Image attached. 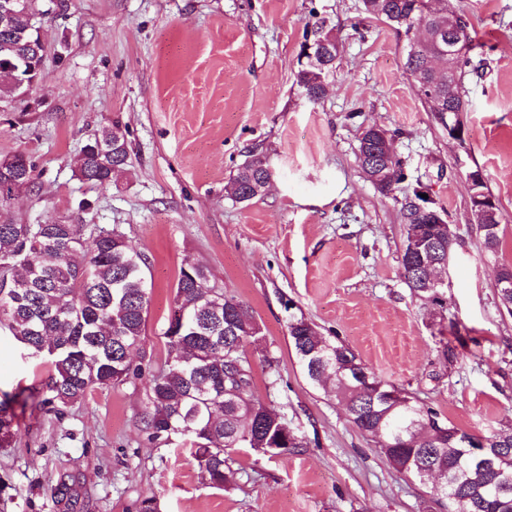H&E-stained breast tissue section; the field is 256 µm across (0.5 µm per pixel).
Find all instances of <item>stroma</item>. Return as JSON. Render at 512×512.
Instances as JSON below:
<instances>
[{"label":"stroma","instance_id":"stroma-1","mask_svg":"<svg viewBox=\"0 0 512 512\" xmlns=\"http://www.w3.org/2000/svg\"><path fill=\"white\" fill-rule=\"evenodd\" d=\"M453 2L477 44L460 142L404 75L405 36L362 0H39L42 71L25 94L0 99V159L24 154L36 185L0 202V224L118 227L146 257L142 362L154 370L171 356L162 332L179 268L203 266L261 324L262 340L247 346L253 392L301 446L261 460L235 449L230 483L208 487L190 448L147 441V382L131 380L60 414L21 411L0 448V512H136L151 494L158 512H438L433 480L398 474L336 397L308 382L288 321L304 314L446 423L481 436L512 426V314L496 289L512 264V0ZM318 20L339 54L313 103L295 76ZM371 125L394 136L403 191H426L457 237L439 298L406 285L400 204L356 163ZM113 126L129 166L111 184L83 182L81 148ZM254 154L274 178L236 202L232 179ZM475 167L504 215L494 252L471 211ZM49 375L0 333V392L29 394Z\"/></svg>","mask_w":512,"mask_h":512}]
</instances>
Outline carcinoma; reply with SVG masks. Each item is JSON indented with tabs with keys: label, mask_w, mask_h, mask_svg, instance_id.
<instances>
[{
	"label": "carcinoma",
	"mask_w": 512,
	"mask_h": 512,
	"mask_svg": "<svg viewBox=\"0 0 512 512\" xmlns=\"http://www.w3.org/2000/svg\"><path fill=\"white\" fill-rule=\"evenodd\" d=\"M424 0H367V14L390 23L417 50L407 47L403 72L416 82L417 91L431 118L448 125V109L466 105L464 67L475 48L472 34L449 79L439 77L433 60L441 43L455 29L469 27L452 0H441L424 29L414 27L416 2ZM38 29L29 18L19 17L7 31L0 29V67H14L25 74L27 60L35 55ZM338 45L324 48L318 69L304 66L296 84L310 101L327 91ZM374 127L359 135L357 162L363 173L372 170L362 159L366 143L373 141ZM110 131L89 139L76 160L87 183L103 186L112 174L129 165L125 140L112 146ZM395 181L375 185L383 195L401 190L407 179L397 153L390 158ZM274 172L266 159L254 155L233 179L234 198L249 203L261 196ZM406 194L400 201L404 218H414V228L435 240L440 254L437 267L448 268L455 240L440 236L437 214L429 206L414 215ZM503 214L491 232L482 231L484 247L497 249ZM144 256L132 249L116 227L98 224H0V331H7L28 357L52 368L47 383L46 405L63 409L96 389H106L131 378L148 376V406L142 431L149 443L166 445L171 435L189 441L201 479L222 489L232 475L228 450L249 448L256 455L275 457L303 447L296 438L286 439L287 425L273 406L253 392V372L245 347L262 338L259 322L238 298L209 285L203 267L189 259L180 267L173 315L183 326L167 320L163 337L175 354L158 371L145 373L133 364L141 353L150 301ZM290 345L304 375L315 386L333 388L348 417L361 434L378 439V451L400 474L413 478L436 475L446 492L441 501L449 512H459L458 500H466L467 512H512V428L486 437L490 452L477 462L464 439L469 433L439 421L430 408L418 406L404 391L384 383L341 340L318 333L303 316L288 323ZM15 396L0 394V447L11 446L17 432Z\"/></svg>",
	"instance_id": "obj_1"
}]
</instances>
